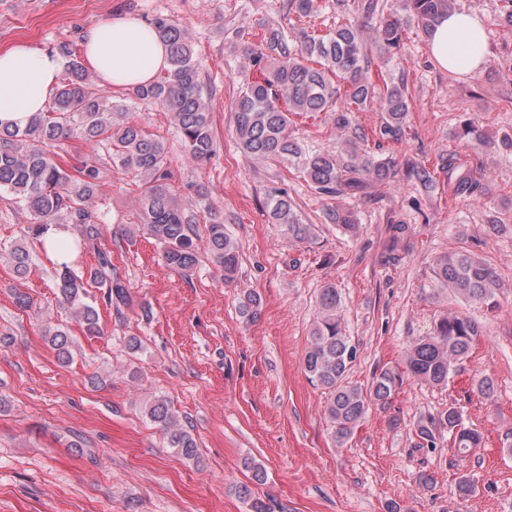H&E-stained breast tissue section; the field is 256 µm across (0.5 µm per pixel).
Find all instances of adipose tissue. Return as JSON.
<instances>
[{
  "label": "adipose tissue",
  "instance_id": "obj_1",
  "mask_svg": "<svg viewBox=\"0 0 512 512\" xmlns=\"http://www.w3.org/2000/svg\"><path fill=\"white\" fill-rule=\"evenodd\" d=\"M427 41L435 63L451 73L478 72L490 59L483 20L473 12L442 17ZM83 50L100 80L115 87L149 82L167 66V49L155 30L129 15L89 27ZM61 67L55 53L32 43L0 51V122L22 127L33 113L44 111Z\"/></svg>",
  "mask_w": 512,
  "mask_h": 512
}]
</instances>
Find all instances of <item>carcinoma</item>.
<instances>
[{"label":"carcinoma","mask_w":512,"mask_h":512,"mask_svg":"<svg viewBox=\"0 0 512 512\" xmlns=\"http://www.w3.org/2000/svg\"><path fill=\"white\" fill-rule=\"evenodd\" d=\"M390 0H336V17L342 22L321 36L301 32L299 41L288 42L283 31L271 27L265 44L250 49L252 63L261 78L241 88L235 103V136L245 157L251 160L286 162L319 196L356 198L366 195L371 183L402 176L425 188L434 186V177L424 166L400 163L393 157L377 159L347 141L349 160L305 148L291 135V117L298 113L333 112L336 128L351 126L352 106L376 103L383 113L378 135L398 141L410 112L404 83L367 79L375 61L388 62V54L400 47L405 29L403 18L389 6ZM403 10L427 35L438 20L454 11L455 0H402ZM288 10L309 17L318 10L317 0H288ZM168 50V67L152 82L126 89L123 97L103 95L88 67L67 44L59 47L65 60V75L43 112L32 115L23 127L0 123V194H6L34 222L28 239L11 251L13 273L26 278L33 264V245L44 244L48 226L73 224L83 241L98 238L100 229L92 219L89 202L96 192L101 168L97 161L84 160L68 170L54 147L77 136L90 145L106 146L112 164L133 174L140 190L139 223L164 246V260L177 271L192 270L199 262L195 241L194 215L178 201L166 182L168 148L157 135L128 120L131 103H153L169 112L182 138L187 155L194 161L209 158L216 151L213 113L204 98L194 44L182 27L166 15L150 21ZM374 30L372 43L363 37L366 27ZM441 169L454 178L456 195H470L484 178L477 164L459 166L450 157ZM271 223L279 225L288 239L307 243L315 236L314 225L306 224L295 210L287 189L272 181L265 189ZM194 205L205 204L210 216L206 245L213 261L232 282L240 265L239 246L224 231V219L207 203L208 192L201 187ZM325 223L335 224L351 236L361 225L354 211L329 207ZM434 291L451 290L459 299L490 310L499 304L502 283L496 271L482 258L466 250L450 251L433 263ZM89 280L105 288V302L121 308L130 305L129 285L112 273V255L98 252L97 265L87 273ZM54 279L59 301L71 311L85 336L102 332L99 312L87 301L84 277L66 262L57 264ZM482 336V326L474 317L446 312L435 321L433 331L410 342L404 352V370L382 369L367 386L348 381L347 373L356 359V347L343 328L341 293L332 284L320 290L318 312L311 324L305 352L304 370L310 381L327 393L324 415L331 424L334 442L346 445L371 407H384L398 394L404 379L413 378L437 387L448 384L473 354ZM45 339L61 363L73 360L69 331L48 327ZM479 400L494 401L495 384L482 375L471 387ZM144 413L158 424L168 447L185 459L195 460L199 445L181 422L168 399L155 396L144 405ZM448 437V449L466 454L482 447V431L466 424L457 406L422 415L414 425L416 447H438ZM238 495L250 502L249 512H272L271 504L253 495L246 484Z\"/></svg>","instance_id":"cac0c4a2"}]
</instances>
